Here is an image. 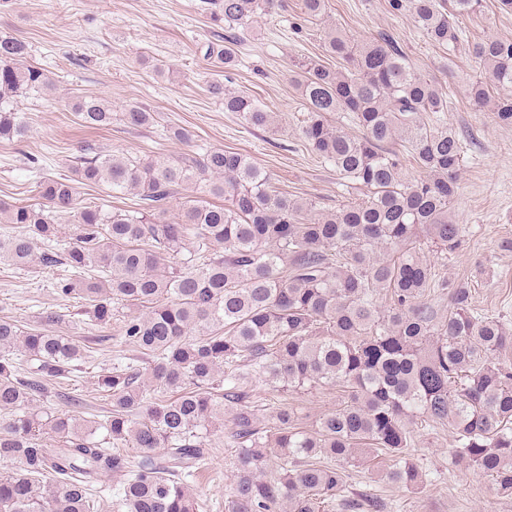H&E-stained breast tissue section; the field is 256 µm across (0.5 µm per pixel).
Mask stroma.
Returning <instances> with one entry per match:
<instances>
[{
	"instance_id": "35a3bbf8",
	"label": "stroma",
	"mask_w": 512,
	"mask_h": 512,
	"mask_svg": "<svg viewBox=\"0 0 512 512\" xmlns=\"http://www.w3.org/2000/svg\"><path fill=\"white\" fill-rule=\"evenodd\" d=\"M323 19L304 18L301 0H284L279 14L267 17L243 36L236 47L239 60L232 74L205 61L206 45L224 28L215 23L202 0H8L0 7V32L24 41L31 64L44 68L52 85L43 94L22 99L28 134L23 141L0 139V199L12 204L32 202L37 177H70L87 148L129 158L158 155L176 159L201 149L221 148L245 154L272 178L280 190L333 209L364 197L363 186L342 179L318 159L299 138L297 128L307 113L295 84L298 60L321 59L326 29L336 28L358 39L386 32L397 40L410 63L436 77L449 107L448 126L461 136L463 152L454 202L462 228L460 250L439 261L443 279L468 281L476 307L499 313L512 324V119L474 108L465 95L467 82L484 75L479 61L429 44L402 15L392 14L387 0H328ZM470 41L485 36L512 38V14H502L494 0L464 19ZM453 74L445 76L443 65ZM223 81L256 96L276 115L277 131L247 125L224 109L208 86ZM96 95L109 102L114 119L98 130L79 125L72 110L80 96ZM137 105L152 112L150 126L133 129L119 116ZM184 129L189 143L166 138L167 128ZM65 267L34 263L19 269L0 262V317L25 328H39L47 314L63 315L54 332L74 335L84 321L78 296L56 294L55 282ZM104 342L94 344L72 387L88 417L105 409L107 400L95 380L113 358L128 351L119 322H112ZM343 394L322 385L288 392L284 401L297 410L308 429L323 413L336 409ZM229 426L212 431L214 446L192 488L210 500L212 512H224L234 483V454L227 446ZM456 444L449 428L417 430L416 462L423 482L410 491L389 481L390 462L379 457L355 468L350 496L369 492L387 505L385 512H512V496L500 494L489 477L455 460Z\"/></svg>"
}]
</instances>
